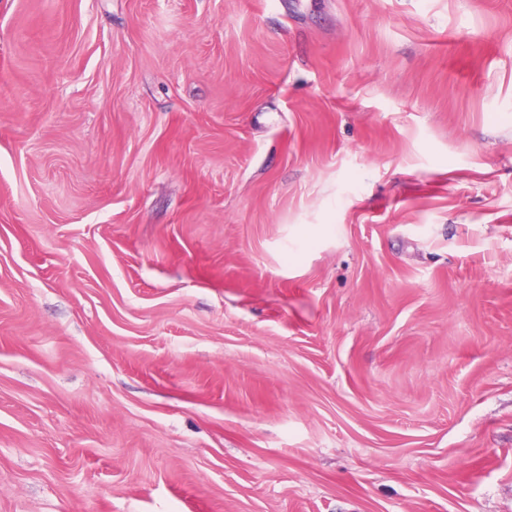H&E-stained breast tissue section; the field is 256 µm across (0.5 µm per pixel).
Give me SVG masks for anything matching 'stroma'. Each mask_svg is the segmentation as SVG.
Returning <instances> with one entry per match:
<instances>
[{
	"label": "stroma",
	"mask_w": 512,
	"mask_h": 512,
	"mask_svg": "<svg viewBox=\"0 0 512 512\" xmlns=\"http://www.w3.org/2000/svg\"><path fill=\"white\" fill-rule=\"evenodd\" d=\"M0 512H512V0H0Z\"/></svg>",
	"instance_id": "obj_1"
}]
</instances>
